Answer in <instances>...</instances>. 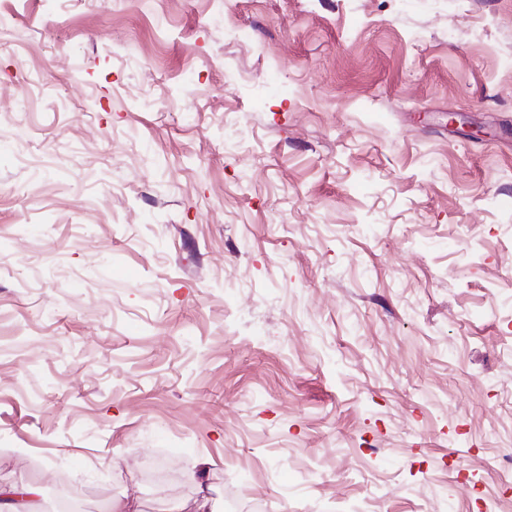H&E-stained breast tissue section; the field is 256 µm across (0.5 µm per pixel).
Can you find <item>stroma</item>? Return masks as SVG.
<instances>
[{
  "label": "stroma",
  "mask_w": 512,
  "mask_h": 512,
  "mask_svg": "<svg viewBox=\"0 0 512 512\" xmlns=\"http://www.w3.org/2000/svg\"><path fill=\"white\" fill-rule=\"evenodd\" d=\"M512 0H0V485L87 512H512Z\"/></svg>",
  "instance_id": "35a3bbf8"
}]
</instances>
